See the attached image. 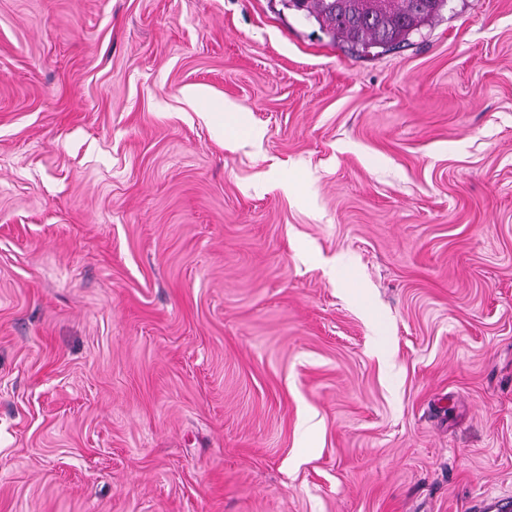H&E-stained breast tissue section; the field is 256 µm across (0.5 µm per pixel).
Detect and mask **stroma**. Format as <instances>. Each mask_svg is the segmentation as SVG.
Masks as SVG:
<instances>
[{"label":"stroma","mask_w":512,"mask_h":512,"mask_svg":"<svg viewBox=\"0 0 512 512\" xmlns=\"http://www.w3.org/2000/svg\"><path fill=\"white\" fill-rule=\"evenodd\" d=\"M497 495L512 0L360 55L282 0H0V512Z\"/></svg>","instance_id":"1"}]
</instances>
